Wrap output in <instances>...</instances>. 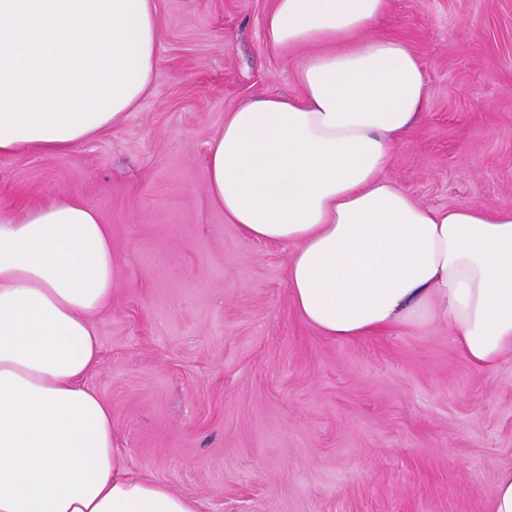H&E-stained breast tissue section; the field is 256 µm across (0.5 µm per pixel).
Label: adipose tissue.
<instances>
[{
	"instance_id": "obj_1",
	"label": "adipose tissue",
	"mask_w": 512,
	"mask_h": 512,
	"mask_svg": "<svg viewBox=\"0 0 512 512\" xmlns=\"http://www.w3.org/2000/svg\"><path fill=\"white\" fill-rule=\"evenodd\" d=\"M388 0H274L278 51L312 47L297 95L246 98L207 156L208 192L251 241L289 248L300 317L354 340L440 325L473 365L512 357V211L415 202L385 172L427 100L423 66L377 30ZM154 0H0V155L68 152L148 93ZM112 231L59 196L0 224V512H200L131 475L86 383L112 297Z\"/></svg>"
}]
</instances>
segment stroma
<instances>
[{"label":"stroma","mask_w":512,"mask_h":512,"mask_svg":"<svg viewBox=\"0 0 512 512\" xmlns=\"http://www.w3.org/2000/svg\"><path fill=\"white\" fill-rule=\"evenodd\" d=\"M149 93L67 153L0 156V222L59 195L112 229L116 286L87 383L133 474L202 512H490L512 467V359L470 364L441 327L321 336L289 254L245 239L208 193L226 112L293 94L273 0H155ZM378 28L420 58L424 113L387 177L417 203L512 210V0H389Z\"/></svg>","instance_id":"1"}]
</instances>
